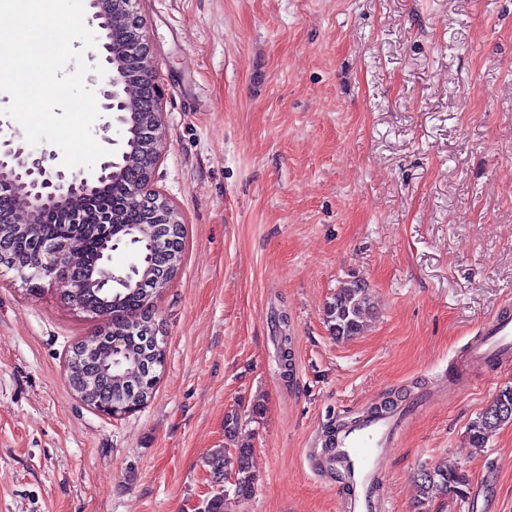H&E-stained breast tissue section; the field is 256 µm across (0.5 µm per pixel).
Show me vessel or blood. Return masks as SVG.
<instances>
[{
  "label": "vessel or blood",
  "mask_w": 512,
  "mask_h": 512,
  "mask_svg": "<svg viewBox=\"0 0 512 512\" xmlns=\"http://www.w3.org/2000/svg\"><path fill=\"white\" fill-rule=\"evenodd\" d=\"M512 361V315L493 317L477 340L469 363L474 367ZM398 414L385 412L350 423L335 436L333 453L348 484L345 512H380L370 490L381 475V462L403 427Z\"/></svg>",
  "instance_id": "obj_1"
}]
</instances>
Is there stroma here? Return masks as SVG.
Instances as JSON below:
<instances>
[{
    "instance_id": "obj_1",
    "label": "stroma",
    "mask_w": 512,
    "mask_h": 512,
    "mask_svg": "<svg viewBox=\"0 0 512 512\" xmlns=\"http://www.w3.org/2000/svg\"><path fill=\"white\" fill-rule=\"evenodd\" d=\"M137 10L166 132L152 187L186 228L155 302L165 366L141 410L86 406L68 351L106 322L0 265V512H197L233 488L206 460L234 410L256 481L232 512H342L325 434L388 400L416 412L382 461L389 512H512V423L468 436L512 363L467 362L512 306V0ZM353 281L373 309L339 340L324 308ZM436 465L466 497L418 505Z\"/></svg>"
}]
</instances>
